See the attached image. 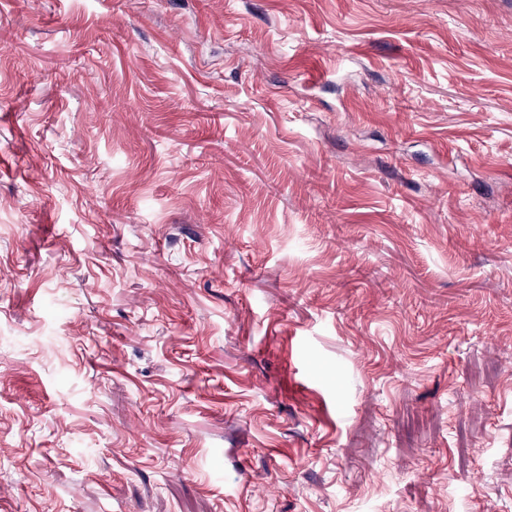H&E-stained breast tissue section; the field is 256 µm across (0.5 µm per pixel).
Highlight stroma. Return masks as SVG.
<instances>
[{
	"instance_id": "stroma-1",
	"label": "stroma",
	"mask_w": 512,
	"mask_h": 512,
	"mask_svg": "<svg viewBox=\"0 0 512 512\" xmlns=\"http://www.w3.org/2000/svg\"><path fill=\"white\" fill-rule=\"evenodd\" d=\"M0 512H512V0H0Z\"/></svg>"
}]
</instances>
